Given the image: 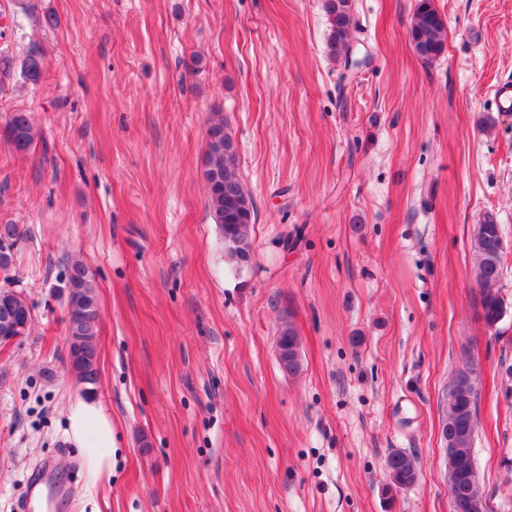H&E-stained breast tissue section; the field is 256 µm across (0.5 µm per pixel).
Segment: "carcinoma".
I'll list each match as a JSON object with an SVG mask.
<instances>
[{
  "label": "carcinoma",
  "mask_w": 512,
  "mask_h": 512,
  "mask_svg": "<svg viewBox=\"0 0 512 512\" xmlns=\"http://www.w3.org/2000/svg\"><path fill=\"white\" fill-rule=\"evenodd\" d=\"M330 26L329 47L334 58L349 59L351 55L352 14L350 0H325ZM409 36L420 58L435 60L444 50L446 25L432 0H418L411 17ZM44 63L37 51L21 62L9 55H0V83L20 76L37 83L43 77ZM6 136L18 150L30 146L34 127L26 112H14L6 123ZM203 177L208 193V215L224 239L225 256L233 266H240L244 256L251 254L250 226L254 221V204L246 189L237 163V151L224 119L211 121L207 130V149ZM14 224H0V268L9 265L11 249L18 239ZM501 228L493 214L484 216L477 225L472 243L477 256V280L483 286L500 279L502 273ZM62 292L67 305V335L71 336L72 356L69 367L77 382L87 393L94 392L99 382L100 307L95 278L80 261L66 265ZM480 304L486 323L496 322L503 313L500 297L482 293ZM10 315L21 323H32V306L26 297L15 290L0 289V319ZM277 345L282 349L279 365L283 373L294 376L301 371L299 338L294 328L283 325ZM477 395L468 376H460L453 393L445 404L442 430L450 440L448 453V487L451 512H476L484 503L477 472L473 445L476 432ZM390 481L384 492L409 487L418 479L412 455L399 449L386 458Z\"/></svg>",
  "instance_id": "cac0c4a2"
}]
</instances>
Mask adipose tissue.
I'll list each match as a JSON object with an SVG mask.
<instances>
[{"label": "adipose tissue", "instance_id": "obj_1", "mask_svg": "<svg viewBox=\"0 0 512 512\" xmlns=\"http://www.w3.org/2000/svg\"><path fill=\"white\" fill-rule=\"evenodd\" d=\"M66 436L78 448L85 465L86 484L98 487L112 475V418L102 403L88 395L70 399Z\"/></svg>", "mask_w": 512, "mask_h": 512}]
</instances>
